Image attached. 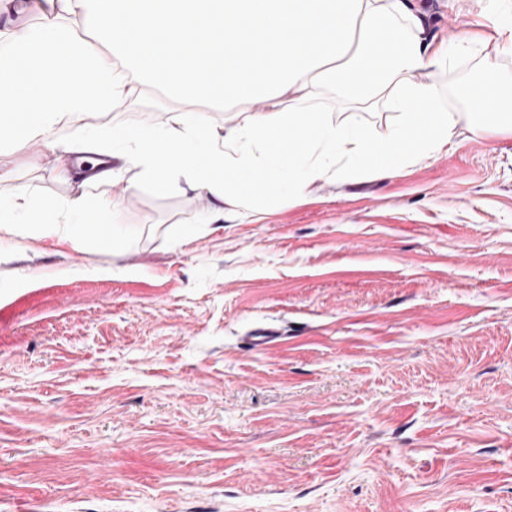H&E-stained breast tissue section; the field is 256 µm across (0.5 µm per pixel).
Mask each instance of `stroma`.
Returning a JSON list of instances; mask_svg holds the SVG:
<instances>
[{"instance_id":"1","label":"stroma","mask_w":512,"mask_h":512,"mask_svg":"<svg viewBox=\"0 0 512 512\" xmlns=\"http://www.w3.org/2000/svg\"><path fill=\"white\" fill-rule=\"evenodd\" d=\"M450 34L512 0H415ZM86 16L0 0V25ZM480 61L432 70L466 112ZM327 119L387 117L329 88ZM247 106L142 86L89 126L215 127ZM0 201L115 198L114 252L0 238V512H512V136L462 130L393 176L323 179L203 223L189 187L86 188L14 146ZM274 336L254 347L248 338Z\"/></svg>"}]
</instances>
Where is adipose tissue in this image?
Segmentation results:
<instances>
[{
	"label": "adipose tissue",
	"mask_w": 512,
	"mask_h": 512,
	"mask_svg": "<svg viewBox=\"0 0 512 512\" xmlns=\"http://www.w3.org/2000/svg\"><path fill=\"white\" fill-rule=\"evenodd\" d=\"M46 12L89 13L97 43L65 27L0 29V156L26 141L50 143L79 112L106 111L146 81L188 102L249 103L239 124L216 131L208 113H180L173 128L112 130L122 165L99 182L139 168L157 192L179 184L216 199L211 223L242 219L275 189L303 196L318 180L382 176L430 158L459 135L426 81L458 56H481L467 93L480 128L512 133V33L492 42L460 30L427 32L410 0H33ZM328 87L349 101L394 111L387 134L352 119L329 122L314 101ZM287 105H280V98ZM120 203L85 197L65 205L19 197L0 205V231L16 239L64 234L125 245Z\"/></svg>",
	"instance_id": "ef3b65f1"
}]
</instances>
